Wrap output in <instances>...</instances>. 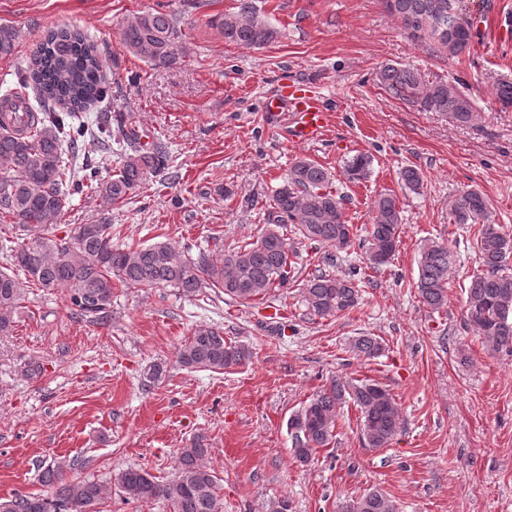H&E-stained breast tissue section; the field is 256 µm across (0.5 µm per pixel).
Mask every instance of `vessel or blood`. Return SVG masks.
<instances>
[{
  "label": "vessel or blood",
  "instance_id": "vessel-or-blood-1",
  "mask_svg": "<svg viewBox=\"0 0 512 512\" xmlns=\"http://www.w3.org/2000/svg\"><path fill=\"white\" fill-rule=\"evenodd\" d=\"M265 109L270 119L289 116L297 141L315 142L324 134L330 114L319 96L308 86L292 83L267 100Z\"/></svg>",
  "mask_w": 512,
  "mask_h": 512
}]
</instances>
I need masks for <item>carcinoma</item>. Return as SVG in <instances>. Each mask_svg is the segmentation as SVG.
I'll list each match as a JSON object with an SVG mask.
<instances>
[{
    "label": "carcinoma",
    "mask_w": 512,
    "mask_h": 512,
    "mask_svg": "<svg viewBox=\"0 0 512 512\" xmlns=\"http://www.w3.org/2000/svg\"><path fill=\"white\" fill-rule=\"evenodd\" d=\"M386 12L414 41H427L459 58L470 51L473 22L465 0H381ZM224 41L262 47L279 32L263 21L253 0H237L235 10L212 20ZM18 32L0 25V57L13 54ZM123 47L152 68H174L187 54L184 34L173 14L163 9L143 11L125 22ZM379 81L394 99L420 112H441L458 125L477 116L473 100L460 82L428 81L421 72L387 65ZM97 41L77 29L60 28L38 43L29 60L16 70V87L0 95V223L10 221L43 232L14 244L0 239L8 253L0 267V333L8 332L28 289H61L74 315L105 325L112 319L114 282L135 288L171 287L193 296L202 288L222 292L247 304L265 298L294 281L286 231L293 225L299 237L318 245L349 249L357 228L348 223L343 196L332 188L331 173L308 160L296 161L273 197L265 225L256 240L216 258L204 251L188 258L165 243L139 248L112 244V225L77 224L64 236L48 232L73 193H94L106 207L131 199L160 173L179 179L166 146L155 140L141 143L136 126L119 107H100L111 95ZM97 112L95 120L82 113ZM112 141L120 147L118 168L103 177L94 166L78 164L87 144ZM371 159L357 154L346 161L348 180L360 182L369 173ZM404 186L416 192L423 183L417 169L401 171ZM456 224H476L475 245L482 265L464 289L466 324L493 351L512 352V276L504 272L512 257V234L491 220L490 204L475 189L461 191L451 204ZM401 211L398 199L380 194L373 202L371 223L365 227L370 264L384 265L400 242ZM416 283L423 303L434 311L448 302V278L453 255L446 244L433 242L420 253ZM361 268L344 275L322 271L301 284L309 313L339 316L354 308L365 281ZM382 344L374 336L353 340L358 357H377ZM179 362L191 370L222 371L245 363L250 351L224 338V332L199 326L179 348ZM352 401L361 413V435L370 448L387 447L401 428L399 409L389 390L377 383L348 385L333 379L287 422L297 461L308 463L319 448L335 437L336 410ZM208 443L197 437L181 449L175 479L161 483L147 470L128 467L117 480L127 499L148 502L162 499L169 512H222L218 477L207 466ZM42 482L47 494L16 495L0 499V512H91L106 493L96 480L68 481L64 466L47 464ZM340 512H397L393 500L373 488L341 505Z\"/></svg>",
    "instance_id": "cac0c4a2"
}]
</instances>
